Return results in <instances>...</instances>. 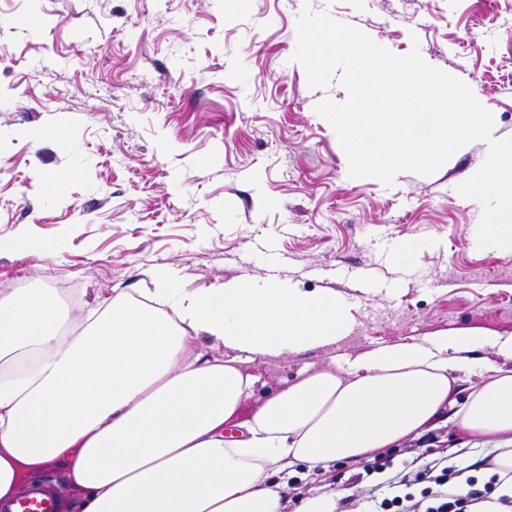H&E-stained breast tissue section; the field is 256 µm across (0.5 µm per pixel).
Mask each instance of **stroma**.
Here are the masks:
<instances>
[{"label":"stroma","mask_w":512,"mask_h":512,"mask_svg":"<svg viewBox=\"0 0 512 512\" xmlns=\"http://www.w3.org/2000/svg\"><path fill=\"white\" fill-rule=\"evenodd\" d=\"M391 53L478 86L495 132L512 136V10L491 0H0V238L65 237L53 257L0 252V289L63 282L79 333L113 290L151 287L164 265L192 288L266 275L352 305L336 345L249 369L272 391L332 358L444 332L512 334V256L477 245L482 208L458 184L486 157L475 141L428 176L353 178L315 107L348 99L309 87L293 59L303 7ZM408 239L422 245L405 261ZM496 437L453 418L391 449H426L490 477ZM361 467L334 463L291 485L287 507L323 483L369 496Z\"/></svg>","instance_id":"obj_1"}]
</instances>
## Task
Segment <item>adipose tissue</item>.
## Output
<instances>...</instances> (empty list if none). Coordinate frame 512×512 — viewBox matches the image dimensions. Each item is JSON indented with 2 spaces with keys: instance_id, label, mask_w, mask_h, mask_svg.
<instances>
[{
  "instance_id": "obj_1",
  "label": "adipose tissue",
  "mask_w": 512,
  "mask_h": 512,
  "mask_svg": "<svg viewBox=\"0 0 512 512\" xmlns=\"http://www.w3.org/2000/svg\"><path fill=\"white\" fill-rule=\"evenodd\" d=\"M143 298L115 292L80 336L57 293L0 294V500L48 467L76 512H283L288 476L373 458L455 412L465 436L512 438V336L451 329L300 375L256 400L243 359L335 344L336 291L278 278L184 287L155 267ZM495 349L459 389L472 353Z\"/></svg>"
}]
</instances>
